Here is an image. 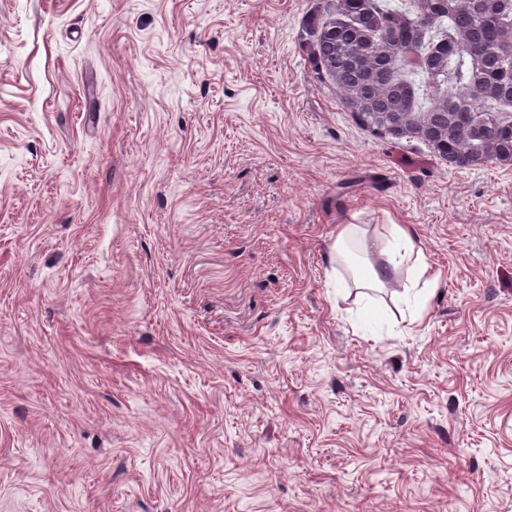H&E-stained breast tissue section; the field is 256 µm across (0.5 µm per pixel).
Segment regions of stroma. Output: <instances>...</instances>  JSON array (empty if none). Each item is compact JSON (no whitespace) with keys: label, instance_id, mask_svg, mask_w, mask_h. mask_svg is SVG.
Here are the masks:
<instances>
[{"label":"stroma","instance_id":"1","mask_svg":"<svg viewBox=\"0 0 512 512\" xmlns=\"http://www.w3.org/2000/svg\"><path fill=\"white\" fill-rule=\"evenodd\" d=\"M320 3L0 0V512H512V166L361 126ZM391 240L381 252V266L373 267L365 260V232L358 224L345 225L336 237L333 250L336 258L343 262L352 272L358 288H378L390 269H397L413 261L414 246L408 231L399 224H394ZM428 266L420 256L414 259L407 291L416 290L427 273Z\"/></svg>","mask_w":512,"mask_h":512}]
</instances>
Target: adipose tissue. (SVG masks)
I'll list each match as a JSON object with an SVG mask.
<instances>
[{
	"label": "adipose tissue",
	"instance_id": "ef3b65f1",
	"mask_svg": "<svg viewBox=\"0 0 512 512\" xmlns=\"http://www.w3.org/2000/svg\"><path fill=\"white\" fill-rule=\"evenodd\" d=\"M333 250L338 260L352 272L357 287L376 288L382 283L389 270L410 264L412 275L409 289H417L427 273V264L414 256V246L408 231L400 225H393L391 238L382 251L380 266H372L365 260V232L356 224L345 225L336 237Z\"/></svg>",
	"mask_w": 512,
	"mask_h": 512
}]
</instances>
